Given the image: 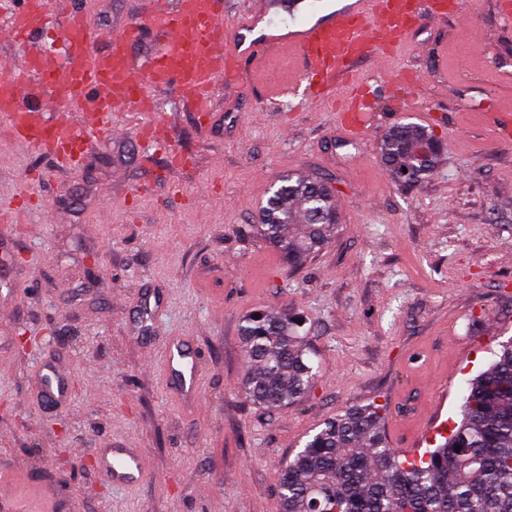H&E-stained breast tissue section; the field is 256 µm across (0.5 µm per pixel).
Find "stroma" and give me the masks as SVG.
I'll return each instance as SVG.
<instances>
[{
    "instance_id": "obj_1",
    "label": "stroma",
    "mask_w": 512,
    "mask_h": 512,
    "mask_svg": "<svg viewBox=\"0 0 512 512\" xmlns=\"http://www.w3.org/2000/svg\"><path fill=\"white\" fill-rule=\"evenodd\" d=\"M392 55L358 65L378 91L372 126L351 139L327 104L299 103L301 62L281 48L257 56L245 88L215 94L205 117L174 91L155 112H119L117 135L94 137L62 166L0 141V209L38 203L14 226L0 284V512H280L277 476L326 418L354 405L386 408L399 447L447 392L460 418L465 382L512 338V25L498 0H464ZM142 0H74L102 27L140 14ZM177 114L175 137L141 159L142 124ZM415 122L444 139L417 187L392 181L383 134ZM184 157L170 161L171 153ZM287 172L334 189V237L292 268L251 231ZM266 308L303 315L322 368L296 405L268 410L239 386L248 356L241 319ZM36 337L20 347L18 335ZM182 336L200 359L201 392L184 408L162 357ZM55 358L71 402L47 411L36 372ZM138 449L149 472L115 488L97 449Z\"/></svg>"
}]
</instances>
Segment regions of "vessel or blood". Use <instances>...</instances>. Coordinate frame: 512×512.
I'll use <instances>...</instances> for the list:
<instances>
[{
  "instance_id": "obj_1",
  "label": "vessel or blood",
  "mask_w": 512,
  "mask_h": 512,
  "mask_svg": "<svg viewBox=\"0 0 512 512\" xmlns=\"http://www.w3.org/2000/svg\"><path fill=\"white\" fill-rule=\"evenodd\" d=\"M55 0H0V42L22 44L53 35L48 46L29 49L0 76V131L41 152L79 157L87 141L105 131L112 113L153 112L157 91L174 88L190 111L210 109L217 84L239 90V73L259 52L292 47L303 62L310 99L331 102L357 66L402 47L418 28L462 15L461 0H330L313 11L310 0H252L246 19L224 26V0H143L138 18L100 35L79 19L53 27ZM152 35L157 48L139 59L134 46ZM106 47H98V39ZM364 101L349 95L341 122L350 137L365 126ZM165 367L174 390L192 401L199 395L197 354L182 339L170 342ZM72 380L55 363L38 368L40 405L68 401ZM432 410L405 443L419 453L441 428ZM96 467L109 484L129 487L147 472L144 458L122 445L98 449Z\"/></svg>"
}]
</instances>
